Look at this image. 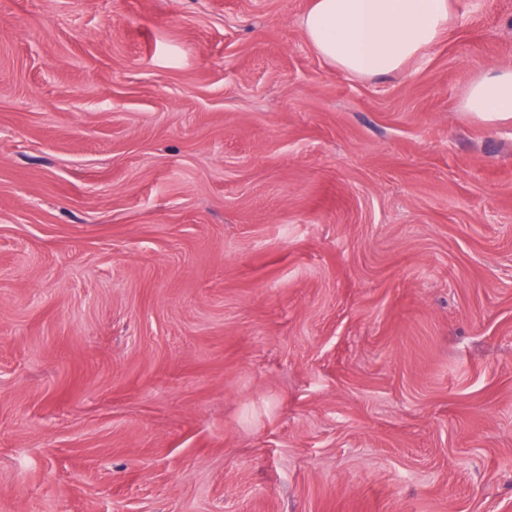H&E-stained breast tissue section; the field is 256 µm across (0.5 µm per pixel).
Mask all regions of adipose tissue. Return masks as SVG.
Masks as SVG:
<instances>
[{
	"instance_id": "obj_1",
	"label": "adipose tissue",
	"mask_w": 512,
	"mask_h": 512,
	"mask_svg": "<svg viewBox=\"0 0 512 512\" xmlns=\"http://www.w3.org/2000/svg\"><path fill=\"white\" fill-rule=\"evenodd\" d=\"M449 0H312L301 21L315 52L355 76H387L447 32ZM464 111L487 122L512 118V69L493 67L476 78Z\"/></svg>"
}]
</instances>
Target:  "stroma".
Returning a JSON list of instances; mask_svg holds the SVG:
<instances>
[{
  "instance_id": "35a3bbf8",
  "label": "stroma",
  "mask_w": 512,
  "mask_h": 512,
  "mask_svg": "<svg viewBox=\"0 0 512 512\" xmlns=\"http://www.w3.org/2000/svg\"><path fill=\"white\" fill-rule=\"evenodd\" d=\"M397 75L311 0H0V512H512V0ZM470 112L486 122L512 118V69L492 67L469 86L462 102Z\"/></svg>"
}]
</instances>
